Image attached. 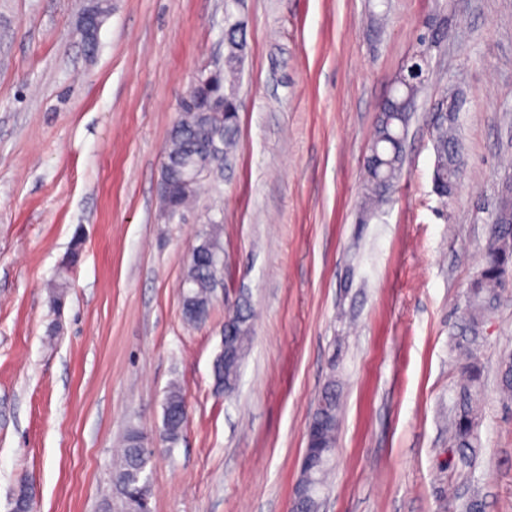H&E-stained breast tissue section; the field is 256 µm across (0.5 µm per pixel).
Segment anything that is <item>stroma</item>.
Masks as SVG:
<instances>
[{"label":"stroma","mask_w":512,"mask_h":512,"mask_svg":"<svg viewBox=\"0 0 512 512\" xmlns=\"http://www.w3.org/2000/svg\"><path fill=\"white\" fill-rule=\"evenodd\" d=\"M87 0H0V512L19 478L35 512H102L127 430L155 437L179 381L188 422L148 469L153 512H286L308 421L336 382L320 512H512V288L471 330L465 304L498 188L512 175V0H241L239 141L177 224L158 204L180 98L224 51V0H112L88 54ZM437 26L392 200L363 215L380 103ZM462 94L466 160L433 189L430 121ZM224 226L223 284L183 321L189 246ZM77 264L64 266L75 238ZM67 285L63 310L47 285ZM254 337L231 395L212 362L226 305ZM478 441L448 433L467 365Z\"/></svg>","instance_id":"1"}]
</instances>
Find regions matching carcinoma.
Instances as JSON below:
<instances>
[{
    "mask_svg": "<svg viewBox=\"0 0 512 512\" xmlns=\"http://www.w3.org/2000/svg\"><path fill=\"white\" fill-rule=\"evenodd\" d=\"M239 0H225L224 26V113L204 112L202 105L180 109L177 122L171 129L164 153L172 168L161 173L166 180L177 179L183 166L195 159L205 146L206 134L214 129L224 131L220 149L215 152L212 164L220 167L224 158L235 148L238 134L239 102L236 85L242 72L244 56L239 53L245 42L243 28L235 23L234 9ZM424 82L422 61L415 57L400 72L395 87L380 107L374 140L365 160V183L363 206L373 211L384 206L400 181L405 152V137L415 102ZM435 149L433 184L435 192L442 198L455 194L464 180V161L456 132V113L449 112L432 121ZM222 228L211 225L208 232L197 239V243L210 242L209 258L199 260L189 257L183 281L194 285L190 291H181L182 299L195 297L207 299L212 292L211 264L215 257H224ZM512 270V190L500 193L496 212L490 224L484 246L482 266L470 288L467 314L470 322L478 324L479 318L497 308L505 291V278ZM225 333L234 336L239 352L233 359L224 358V348H219L213 362V378L216 392L224 388L234 389L253 330V313L245 300L237 301L225 312ZM500 393L512 396V354L505 356L498 368ZM482 375L470 365L465 371V383L459 388L456 409L452 419V433L456 445L469 449L474 447L478 427V396ZM182 388L172 382L164 391L162 399L163 436L161 446L172 449L185 426ZM338 394L336 383L323 390L318 404L309 420L322 437L320 449L307 478V496L304 512H316L320 492L325 483L328 466L336 445L338 430ZM144 436L136 429L128 431L123 448L116 461L114 487L125 512H148L150 510L151 485L147 473L151 459L142 452Z\"/></svg>",
    "mask_w": 512,
    "mask_h": 512,
    "instance_id": "1",
    "label": "carcinoma"
}]
</instances>
